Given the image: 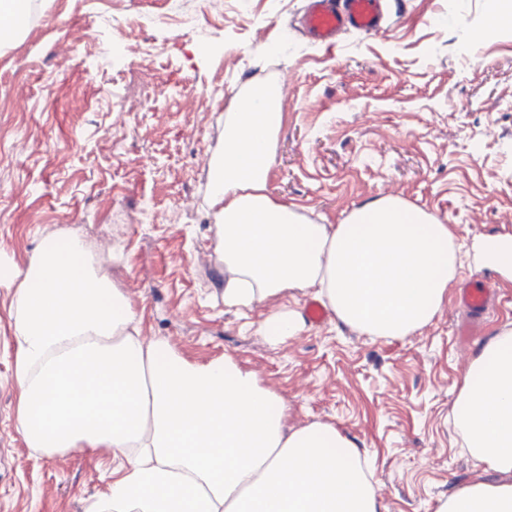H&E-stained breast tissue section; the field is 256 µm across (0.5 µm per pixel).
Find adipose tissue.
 Instances as JSON below:
<instances>
[{"mask_svg":"<svg viewBox=\"0 0 512 512\" xmlns=\"http://www.w3.org/2000/svg\"><path fill=\"white\" fill-rule=\"evenodd\" d=\"M282 115L256 91L224 117L209 208L224 305L250 308L314 289L344 325L403 338L448 296L462 253L512 276V243L469 244L451 225L387 197L342 223L314 224L267 192ZM10 325L16 428L34 452L107 448L121 466L85 512H381L357 444L335 426L292 429L281 399L231 357L191 362L142 339L126 294L74 234L42 237L21 269ZM452 419L463 448L495 473L474 477L436 512H512V327L481 347Z\"/></svg>","mask_w":512,"mask_h":512,"instance_id":"obj_1","label":"adipose tissue"}]
</instances>
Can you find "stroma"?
Returning <instances> with one entry per match:
<instances>
[{"mask_svg": "<svg viewBox=\"0 0 512 512\" xmlns=\"http://www.w3.org/2000/svg\"><path fill=\"white\" fill-rule=\"evenodd\" d=\"M303 7L37 0L24 36L0 52V261L24 266L49 233L111 232L107 265L145 339L191 361L231 356L287 404L289 427L330 424L358 443L383 512H434L475 474L449 416L470 361L512 324V281L494 277L482 334L467 343L451 301L400 339L329 316L269 343L257 324L315 293L225 308L211 161L225 113L271 88L283 114L267 180L275 200L338 224L395 196L465 240L512 235V34L486 26L496 0H386L382 31L344 33L327 50L303 33ZM183 13L195 29L176 31ZM13 295L0 286V512H84L112 484V455L24 445Z\"/></svg>", "mask_w": 512, "mask_h": 512, "instance_id": "stroma-1", "label": "stroma"}]
</instances>
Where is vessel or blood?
Listing matches in <instances>:
<instances>
[{
    "mask_svg": "<svg viewBox=\"0 0 512 512\" xmlns=\"http://www.w3.org/2000/svg\"><path fill=\"white\" fill-rule=\"evenodd\" d=\"M304 23L313 40L334 44L347 31L379 32L383 23L382 0H306ZM492 287L489 282L463 281L455 303L465 313L462 335H479Z\"/></svg>",
    "mask_w": 512,
    "mask_h": 512,
    "instance_id": "b4317fda",
    "label": "vessel or blood"
}]
</instances>
